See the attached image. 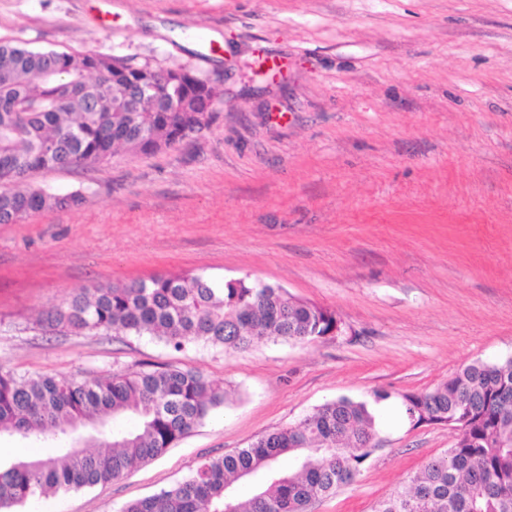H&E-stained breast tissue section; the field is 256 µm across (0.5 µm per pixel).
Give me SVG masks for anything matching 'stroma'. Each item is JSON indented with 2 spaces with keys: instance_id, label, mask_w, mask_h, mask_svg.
Listing matches in <instances>:
<instances>
[{
  "instance_id": "stroma-1",
  "label": "stroma",
  "mask_w": 512,
  "mask_h": 512,
  "mask_svg": "<svg viewBox=\"0 0 512 512\" xmlns=\"http://www.w3.org/2000/svg\"><path fill=\"white\" fill-rule=\"evenodd\" d=\"M13 40L188 66L224 91L211 126L172 148L32 173L82 203L0 224L1 367L175 365L233 395L158 458L28 512H121L203 458L379 389L378 449L311 512H373L455 445V430L412 426L399 397L512 357V0H0ZM186 272L279 285L340 331L177 352L39 324L75 290Z\"/></svg>"
}]
</instances>
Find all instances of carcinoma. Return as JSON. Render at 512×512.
Listing matches in <instances>:
<instances>
[{
	"mask_svg": "<svg viewBox=\"0 0 512 512\" xmlns=\"http://www.w3.org/2000/svg\"><path fill=\"white\" fill-rule=\"evenodd\" d=\"M189 68L96 52L0 43V224L78 204L33 186L31 172L95 164L120 152L171 148L210 127L200 94L181 83ZM149 77L139 86L123 73ZM41 322L67 332L150 336L181 351L193 341L226 350L260 342L315 343L335 312L248 277L203 274L76 291ZM226 391L201 373L167 365L91 379L25 376L0 368V439L54 445L51 456L0 461V512L60 491L108 483L159 457L224 406ZM409 422L446 423L455 447L410 478L374 512H512V357L471 363L421 393L400 396ZM373 406L341 397L246 448L200 462L187 479L127 503L121 512H307L355 481L377 436Z\"/></svg>",
	"mask_w": 512,
	"mask_h": 512,
	"instance_id": "carcinoma-1",
	"label": "carcinoma"
}]
</instances>
